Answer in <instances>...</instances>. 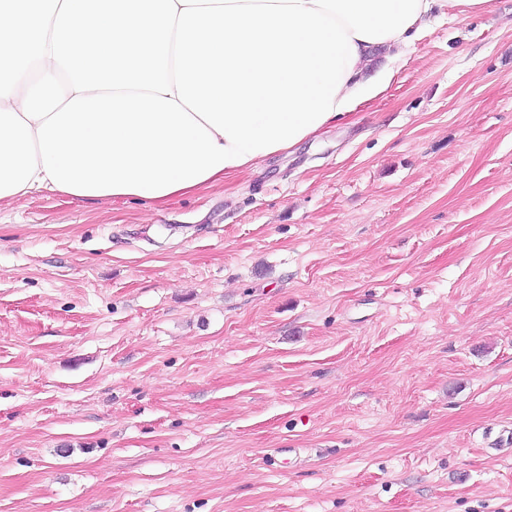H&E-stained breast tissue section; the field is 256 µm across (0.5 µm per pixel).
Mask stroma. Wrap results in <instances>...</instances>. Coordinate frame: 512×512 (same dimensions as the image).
Listing matches in <instances>:
<instances>
[{
    "label": "stroma",
    "mask_w": 512,
    "mask_h": 512,
    "mask_svg": "<svg viewBox=\"0 0 512 512\" xmlns=\"http://www.w3.org/2000/svg\"><path fill=\"white\" fill-rule=\"evenodd\" d=\"M0 512H512V0L224 185L0 202Z\"/></svg>",
    "instance_id": "1"
}]
</instances>
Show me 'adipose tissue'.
Instances as JSON below:
<instances>
[{
  "mask_svg": "<svg viewBox=\"0 0 512 512\" xmlns=\"http://www.w3.org/2000/svg\"><path fill=\"white\" fill-rule=\"evenodd\" d=\"M488 0H0V201L162 205L382 94Z\"/></svg>",
  "mask_w": 512,
  "mask_h": 512,
  "instance_id": "adipose-tissue-1",
  "label": "adipose tissue"
}]
</instances>
